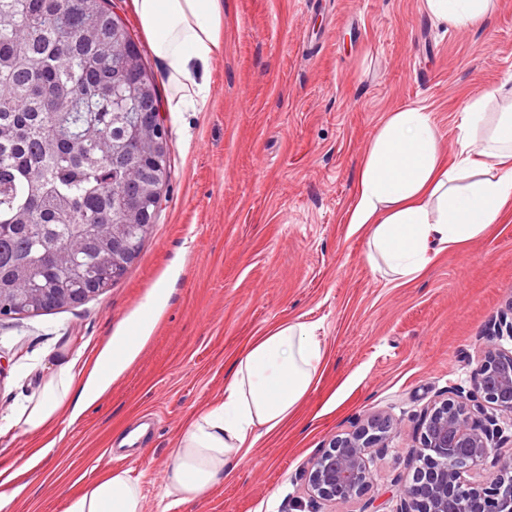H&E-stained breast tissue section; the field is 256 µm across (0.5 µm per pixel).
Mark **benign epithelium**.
Segmentation results:
<instances>
[{"instance_id":"obj_1","label":"benign epithelium","mask_w":512,"mask_h":512,"mask_svg":"<svg viewBox=\"0 0 512 512\" xmlns=\"http://www.w3.org/2000/svg\"><path fill=\"white\" fill-rule=\"evenodd\" d=\"M148 121L165 143L158 107ZM512 298L489 328L481 359L467 387L426 412L411 481L402 485L396 512H512V454L502 458L507 437L499 418L512 426ZM397 424L372 416L344 437H336L314 458L307 473L309 512L330 501L360 498L373 482L374 458L388 448Z\"/></svg>"}]
</instances>
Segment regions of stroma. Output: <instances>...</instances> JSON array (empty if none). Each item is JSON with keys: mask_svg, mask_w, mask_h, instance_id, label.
I'll return each mask as SVG.
<instances>
[{"mask_svg": "<svg viewBox=\"0 0 512 512\" xmlns=\"http://www.w3.org/2000/svg\"><path fill=\"white\" fill-rule=\"evenodd\" d=\"M223 3L224 52L200 69L205 107L161 114L170 178L124 277L83 304L0 320V417L57 358L77 352L92 367L110 337L150 326L136 359L81 414L64 408L43 430L0 435L10 512H65L69 497L117 468L139 479L143 512H301L311 460L376 414L398 431L374 461V483L362 499L322 510L395 512L424 412L450 387L469 386L512 296L511 207L405 284L373 272L363 231L346 222L358 163L386 112L427 107L451 147L457 104L512 81V0L464 31L431 21L423 0ZM112 4L168 99L135 0ZM287 320L318 325L319 382L220 484L164 510L161 479L181 430L223 397L248 344ZM146 413L156 422L145 453L116 460L118 439Z\"/></svg>", "mask_w": 512, "mask_h": 512, "instance_id": "stroma-1", "label": "stroma"}]
</instances>
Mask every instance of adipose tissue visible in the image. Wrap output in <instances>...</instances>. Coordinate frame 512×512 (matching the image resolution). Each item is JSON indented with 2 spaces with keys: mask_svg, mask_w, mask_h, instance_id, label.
Listing matches in <instances>:
<instances>
[{
  "mask_svg": "<svg viewBox=\"0 0 512 512\" xmlns=\"http://www.w3.org/2000/svg\"><path fill=\"white\" fill-rule=\"evenodd\" d=\"M153 53L167 68L172 112H197L209 85L201 65L224 50L222 0H136ZM496 0H423L429 19L453 30L483 24ZM490 96L470 97L447 151L427 107L386 113L359 163L347 222L366 232L365 258L392 282L419 278L441 252L481 236L512 206V103L489 111ZM143 337L116 336L82 385L74 360H60L41 390L0 421V434L52 424L62 404L80 412L137 356ZM313 324L286 321L254 339L225 376L224 398L182 430L162 479L178 505L205 495L262 438L287 426L325 366ZM66 512H143L139 479L116 470L73 497Z\"/></svg>",
  "mask_w": 512,
  "mask_h": 512,
  "instance_id": "adipose-tissue-1",
  "label": "adipose tissue"
}]
</instances>
